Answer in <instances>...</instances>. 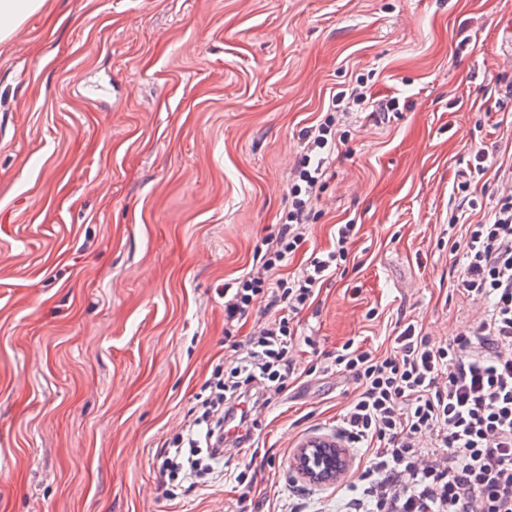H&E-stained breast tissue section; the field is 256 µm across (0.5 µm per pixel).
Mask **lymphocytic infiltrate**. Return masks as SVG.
I'll return each mask as SVG.
<instances>
[{
	"instance_id": "obj_1",
	"label": "lymphocytic infiltrate",
	"mask_w": 512,
	"mask_h": 512,
	"mask_svg": "<svg viewBox=\"0 0 512 512\" xmlns=\"http://www.w3.org/2000/svg\"><path fill=\"white\" fill-rule=\"evenodd\" d=\"M336 134L332 113L305 132L286 223L257 256V269L224 288V339L237 356L213 370L192 421L160 448L169 478L205 486L188 457L206 454L212 472L222 471L225 422L239 418L244 432L234 445L251 447L259 421L241 405L268 404L299 375L294 318L346 261L355 225H341L336 250L300 274L284 279L279 272L314 217ZM450 250L460 266L458 292L489 305L470 330L436 343L410 325L387 356L349 340L321 368L356 386L336 424L346 447L369 453L350 512H512V194L498 197L488 221L469 225ZM259 302L278 319L239 340L237 323ZM422 433L429 445L419 444Z\"/></svg>"
}]
</instances>
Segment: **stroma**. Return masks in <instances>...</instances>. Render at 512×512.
<instances>
[{
    "label": "stroma",
    "instance_id": "1",
    "mask_svg": "<svg viewBox=\"0 0 512 512\" xmlns=\"http://www.w3.org/2000/svg\"><path fill=\"white\" fill-rule=\"evenodd\" d=\"M509 26L512 0H45L0 45V512H342L364 453L335 482L292 463L336 437L350 381L300 377L257 447L225 449L249 486L170 491L159 449L233 359L220 290L285 223L302 136L338 91L399 106L336 116L284 274L357 232L296 317L299 360L469 329L448 239L512 186ZM495 151V146L492 144L490 146L487 144L481 145L475 151L474 159L477 163L472 164V166H470L469 173L466 172V176H462L463 180L458 181L456 184L457 194L459 195V198H462L461 203H463V206L466 204L470 208L477 206L478 203L474 198H472V192H470V188L475 176L484 174L486 167L483 165V163L487 162L489 157H493Z\"/></svg>",
    "mask_w": 512,
    "mask_h": 512
}]
</instances>
